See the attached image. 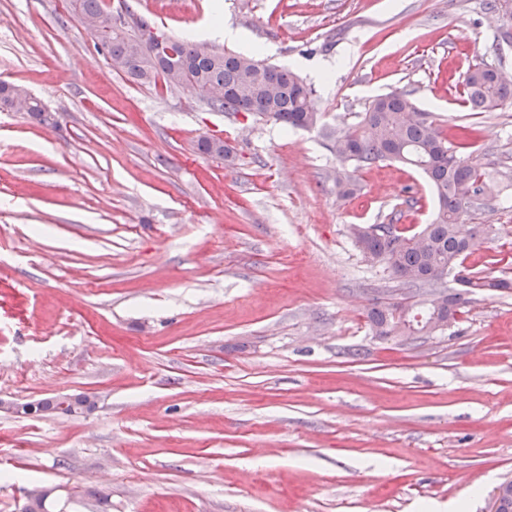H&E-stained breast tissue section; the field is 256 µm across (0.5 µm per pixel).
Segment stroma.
Here are the masks:
<instances>
[{
    "instance_id": "stroma-1",
    "label": "stroma",
    "mask_w": 512,
    "mask_h": 512,
    "mask_svg": "<svg viewBox=\"0 0 512 512\" xmlns=\"http://www.w3.org/2000/svg\"><path fill=\"white\" fill-rule=\"evenodd\" d=\"M171 37L216 15L314 90L323 127L393 90L500 175L466 263L512 278V104L474 112L472 65L512 74L489 0H126ZM55 113L0 111V397L87 394L79 418L0 411V512L78 489L68 512H486L512 481V290L431 337L381 340L373 304L408 301L350 227L430 223L412 168L357 172L340 199L319 130L214 112L116 72L70 0H0V81ZM220 136L225 160L195 144ZM418 203L409 206L408 194Z\"/></svg>"
}]
</instances>
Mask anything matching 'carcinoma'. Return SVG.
<instances>
[{
	"instance_id": "1",
	"label": "carcinoma",
	"mask_w": 512,
	"mask_h": 512,
	"mask_svg": "<svg viewBox=\"0 0 512 512\" xmlns=\"http://www.w3.org/2000/svg\"><path fill=\"white\" fill-rule=\"evenodd\" d=\"M72 6L81 18L95 17L107 9L105 0H72ZM128 17L129 21L101 34L100 48L114 70L142 85L171 91L173 83L168 74L185 66L190 87L206 94L212 111L244 112L292 129L317 126L319 116L310 105L313 89L288 68L178 38L174 39L177 57H161L154 49L151 22L131 10ZM136 37L144 46L132 56L129 47ZM461 88L473 111L490 112L512 103V80L497 79L493 66L469 69ZM19 94L28 101L26 114L31 119L41 124L49 122L50 113L41 100L4 81L0 82V110H13ZM357 118V122L334 134L325 133L337 161L331 175L336 195L348 198L356 193L357 169L399 161L427 177L439 202L436 219L417 234L406 235L394 224L378 225L385 232L383 236L369 234L364 226H352V236L363 258L383 265L404 285L441 290L442 317L453 320L470 302V296L486 288L511 290L512 279L473 272L464 265L467 255L479 244L466 216L495 199V171L466 151L467 143L454 140L431 113L415 111L406 92L394 90L374 98ZM449 277L460 289L445 287ZM402 308L400 302L371 308L367 318L372 334L379 338L401 335L394 311Z\"/></svg>"
}]
</instances>
